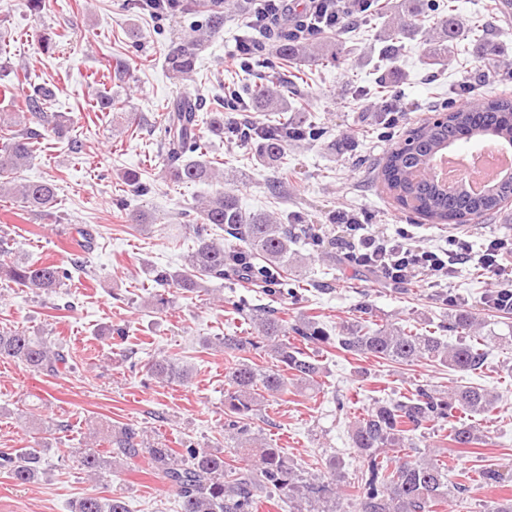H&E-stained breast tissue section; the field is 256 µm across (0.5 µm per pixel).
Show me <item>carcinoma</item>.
I'll use <instances>...</instances> for the list:
<instances>
[{
    "label": "carcinoma",
    "mask_w": 512,
    "mask_h": 512,
    "mask_svg": "<svg viewBox=\"0 0 512 512\" xmlns=\"http://www.w3.org/2000/svg\"><path fill=\"white\" fill-rule=\"evenodd\" d=\"M190 10L204 12V22L183 43L172 47L166 65L177 77L195 70L197 50L224 26V0H166L156 12ZM420 0H401L395 16L384 22L377 48L378 62H393L404 49V40L420 32ZM484 25L466 24L448 5V18L434 28L431 42L435 56L446 58L454 43L463 38L479 41ZM277 57L291 67L321 63L328 58L325 45L308 41L294 42L288 33L280 34L272 44ZM289 81L279 77L260 83H245L226 92V105L247 113L241 126L225 123L224 113L211 112L200 120L203 99L182 96L169 102L160 120L162 146L166 156V180L174 184H218L220 172L206 159V147L200 124L212 135L226 139L231 146H253L259 159L271 166L283 164L288 144L318 140L323 128L305 121L265 122L257 112L288 111ZM51 90L32 86L18 112L0 115V192L12 193L28 207L49 208L56 201L57 187L50 180L27 181L9 185L14 174L30 167L35 143L43 138L30 127L36 118L61 137L69 129L62 116L47 113ZM448 119L425 121L412 129L403 143L394 147L383 164L379 182L402 211L413 212L431 224H478L512 199V175L494 184L484 194L474 196L466 190L448 193L437 183L413 178V171L426 168L433 156L465 139L473 140L494 130L512 143V98L481 96L464 104H447ZM194 233L193 247L185 264L174 272L156 274L159 289L151 295V304L164 309L172 300L170 290L195 293L212 280L230 278L264 288L273 295L295 296L288 287L302 257L293 246L297 234L269 212L248 213L232 191L217 189L195 200L189 208ZM219 229L224 235L215 236ZM70 269L55 263L19 262L11 257L0 240V281L32 292L49 293L67 287ZM239 315L248 321L251 335H225L215 346L234 358L227 368L224 391V444L233 456L245 455L248 467L228 462L221 452L199 448L190 440L181 448H171L148 440L137 425L126 424L102 434L95 427L78 445L71 447L76 462L93 479L111 469L112 461L91 450V445L107 444L116 455L129 461L139 460L142 468L156 479L174 488L181 499V512H258L264 499L288 498L296 512H342L340 488L319 477L305 478L291 463L288 453L262 441L252 430L253 416L261 411L266 397H275L312 383L320 376L322 365L308 353L310 347L334 341L337 348L352 357H374L398 365L415 362L437 363L455 372L467 374L488 364L490 343L484 336H473L476 318L467 311L448 316V330L459 333V341L450 345L438 336L420 333L408 327L381 325L370 327L355 320L342 326L333 338L312 316H300L293 324L264 304L241 301ZM300 342L288 341V334ZM260 352L274 360L264 367L247 362L241 354ZM10 359L37 372L55 375L73 368L70 354L49 336L32 335L23 328L0 329V359ZM149 369L161 383L187 385L191 369L179 359L163 355L152 359ZM498 397L481 386L455 385L446 395L417 386L405 400L378 402L355 423L352 442L362 459L356 476L357 512H437L436 507L467 492L464 484L448 482V465L432 458L431 452L412 457L410 433L430 425L448 424V441L457 448H471L482 442L467 416L496 409ZM392 451L394 459L381 457ZM41 471V456L28 448L0 451V473L19 483L35 481ZM72 512H129L118 494L103 498L87 494L72 506Z\"/></svg>",
    "instance_id": "obj_1"
}]
</instances>
